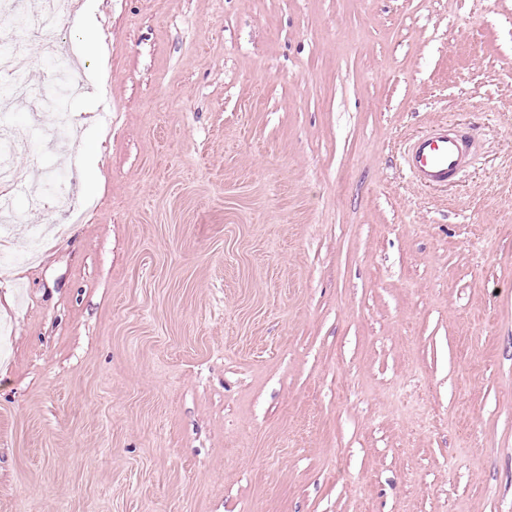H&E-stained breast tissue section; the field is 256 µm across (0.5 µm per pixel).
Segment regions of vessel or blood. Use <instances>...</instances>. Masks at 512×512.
Wrapping results in <instances>:
<instances>
[{
    "label": "vessel or blood",
    "mask_w": 512,
    "mask_h": 512,
    "mask_svg": "<svg viewBox=\"0 0 512 512\" xmlns=\"http://www.w3.org/2000/svg\"><path fill=\"white\" fill-rule=\"evenodd\" d=\"M474 150L471 140L439 124L426 135L410 140L406 166L418 184L442 185L470 161Z\"/></svg>",
    "instance_id": "1"
}]
</instances>
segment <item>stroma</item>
<instances>
[{
    "instance_id": "35a3bbf8",
    "label": "stroma",
    "mask_w": 512,
    "mask_h": 512,
    "mask_svg": "<svg viewBox=\"0 0 512 512\" xmlns=\"http://www.w3.org/2000/svg\"><path fill=\"white\" fill-rule=\"evenodd\" d=\"M0 241V512H512V0H78ZM474 131L445 189L408 141ZM37 94L43 101L56 109L57 112L53 113L52 130L57 137H64L72 127V118L71 114L64 112L61 95L54 87L50 89L39 87Z\"/></svg>"
}]
</instances>
